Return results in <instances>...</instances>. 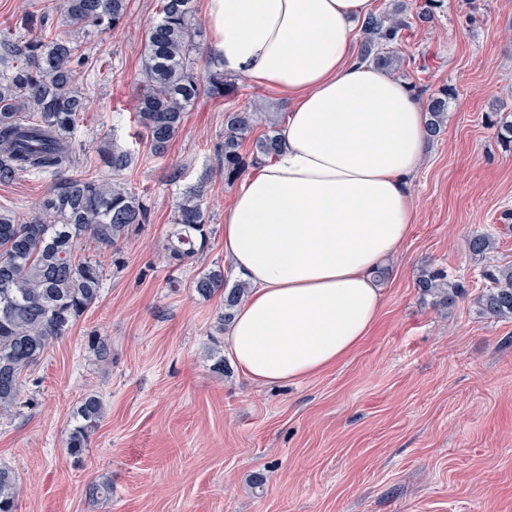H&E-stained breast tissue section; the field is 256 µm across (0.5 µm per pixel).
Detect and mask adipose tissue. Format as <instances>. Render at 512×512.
I'll return each instance as SVG.
<instances>
[{"label": "adipose tissue", "mask_w": 512, "mask_h": 512, "mask_svg": "<svg viewBox=\"0 0 512 512\" xmlns=\"http://www.w3.org/2000/svg\"><path fill=\"white\" fill-rule=\"evenodd\" d=\"M375 0H208L210 57L287 97L272 160L237 187L224 254L248 287L225 341L256 383L345 359L383 308L375 271L414 222L428 142L410 86L357 61Z\"/></svg>", "instance_id": "obj_1"}]
</instances>
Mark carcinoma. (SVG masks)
Listing matches in <instances>:
<instances>
[{
	"label": "carcinoma",
	"instance_id": "carcinoma-1",
	"mask_svg": "<svg viewBox=\"0 0 512 512\" xmlns=\"http://www.w3.org/2000/svg\"><path fill=\"white\" fill-rule=\"evenodd\" d=\"M158 5L159 17L145 36L141 55L143 89L134 122L138 140L162 157L201 95L224 98L235 86L221 71H199L198 58L209 51L195 40L192 0H159ZM49 6L60 12L63 29L43 28L36 35L0 33V58L11 62L0 73V182L30 173L53 176L42 201V210L52 219H21L0 211V415L14 408L26 372L49 342L66 336L100 296L104 268L97 260L77 256V245L86 239L96 249L116 255L130 230L150 223L146 194L133 191L125 181L136 147L103 141L96 176L74 171L72 157V134L87 110L78 87L85 45L102 40L126 21L128 0H49ZM411 26L398 13L368 17L362 23L360 61L390 68L399 59L394 45ZM424 108L429 137L435 138L448 112V89L429 95ZM260 123L267 126V133L255 142V164L278 151V122L267 112L225 113L224 140L214 152L228 178L245 169L240 148ZM203 197V189L193 188L176 201L166 243L174 266L209 248L213 227ZM493 248L489 234L476 233L469 239V249L476 255ZM493 280L494 286L479 296L480 308L497 318H512V265L498 269ZM192 288L203 298L224 295L226 324L247 293L243 283L228 285L221 268L199 274ZM418 288L448 304L455 301L461 285L424 274ZM77 415L78 423L66 438L71 456L83 453L104 417L100 397L87 393ZM16 495L14 473L0 467V512H15Z\"/></svg>",
	"mask_w": 512,
	"mask_h": 512
}]
</instances>
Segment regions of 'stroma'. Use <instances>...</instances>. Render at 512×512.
Segmentation results:
<instances>
[{"label":"stroma","instance_id":"1","mask_svg":"<svg viewBox=\"0 0 512 512\" xmlns=\"http://www.w3.org/2000/svg\"><path fill=\"white\" fill-rule=\"evenodd\" d=\"M44 2L0 0V30L59 27ZM158 10V0H129L125 24L88 49L77 171L97 172L101 140L128 142ZM398 54L391 74L418 99L444 87L452 96L411 181L415 220L381 278L370 336L296 383H254L229 359L215 369L223 298L191 283L224 259V211L239 182L219 173L213 146L226 109L258 105L282 120L290 105L243 78L234 97H200L165 156L128 174L150 198V223L117 258L78 245L105 267L101 297L49 342L0 417L17 512H512V319L477 303L490 272L512 265V147L501 142L512 124V0H442L432 23L404 32ZM50 184L44 174L0 182V209L32 215ZM200 184L214 234L203 256L175 268L164 257L174 204ZM486 230L494 249L473 254L469 238ZM425 270L460 283L461 295L445 306L420 291ZM96 336L108 360L91 351ZM91 391L105 414L76 460L66 438ZM102 483L109 497L94 493Z\"/></svg>","mask_w":512,"mask_h":512}]
</instances>
